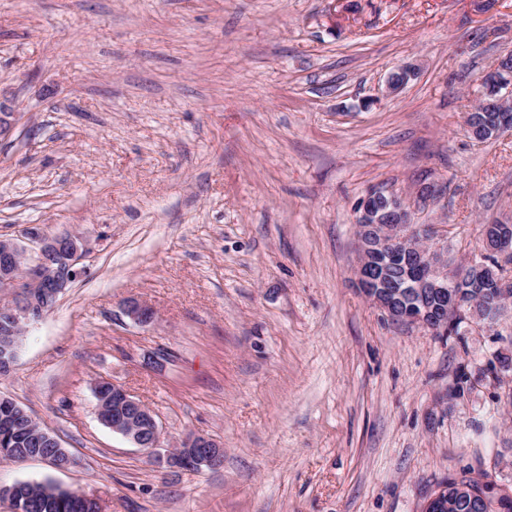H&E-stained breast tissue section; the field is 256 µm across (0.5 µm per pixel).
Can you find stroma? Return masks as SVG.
Wrapping results in <instances>:
<instances>
[{"mask_svg": "<svg viewBox=\"0 0 512 512\" xmlns=\"http://www.w3.org/2000/svg\"><path fill=\"white\" fill-rule=\"evenodd\" d=\"M509 50L512 0H0V234L89 244L0 375L80 465L0 459V487L50 481L103 512H422L480 473L511 494L512 317L439 336L354 281L371 187L455 263L512 224V130L465 124ZM102 378L163 449L206 434L223 465L174 472L113 433ZM104 382L99 380L94 385V394L97 399L98 418L104 425L110 427L112 432L121 434L137 448L153 452L160 446V427L157 419L151 410L140 400L132 396L123 386L112 382V417L110 416L106 399L101 391ZM113 403L118 408L130 410L125 415H117L113 410Z\"/></svg>", "mask_w": 512, "mask_h": 512, "instance_id": "stroma-1", "label": "stroma"}]
</instances>
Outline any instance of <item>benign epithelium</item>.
Instances as JSON below:
<instances>
[{
	"label": "benign epithelium",
	"mask_w": 512,
	"mask_h": 512,
	"mask_svg": "<svg viewBox=\"0 0 512 512\" xmlns=\"http://www.w3.org/2000/svg\"><path fill=\"white\" fill-rule=\"evenodd\" d=\"M415 66L405 65L396 70L386 81V92L397 94L414 75ZM512 53L501 54L481 78L490 91L475 111L491 106L502 113V121L512 112ZM359 263L357 278L364 295L391 321L416 324L441 335H448V327L458 319L469 317L490 327L499 317H488L480 311L470 295L460 288H484L486 284L475 279L486 268V257L493 256L498 265L512 264V225L496 224L485 228L484 249L481 257L469 264L448 271V247L436 238H425L424 232L411 218L407 202L399 195L380 187L371 188L356 206ZM89 252L87 241L72 233L49 234L42 228L27 227L22 238L0 236V288H18L23 301L7 305L6 334L22 336L29 325L38 322L55 308L68 294L83 272L81 262ZM421 257L423 262L414 275L415 288L421 303L403 307L396 304L387 289L389 267L400 259ZM125 315L140 325L151 323L154 310L136 301L124 309ZM103 381L94 385L98 418L113 432L128 439L133 445L148 452L160 446V427L151 410L132 396L123 386L112 384V402L127 408L125 415L109 414L106 399L101 391ZM20 414L28 421L29 429L40 447L23 450L22 460H39L58 471H68L80 465V460L64 448L57 437L37 422L25 410ZM169 468L201 470L216 468L224 461L223 444L216 439L197 435L189 438L179 450H172L162 457ZM472 495L468 483L456 486L451 499L437 492L426 504L428 512H450L460 500Z\"/></svg>",
	"instance_id": "1"
}]
</instances>
